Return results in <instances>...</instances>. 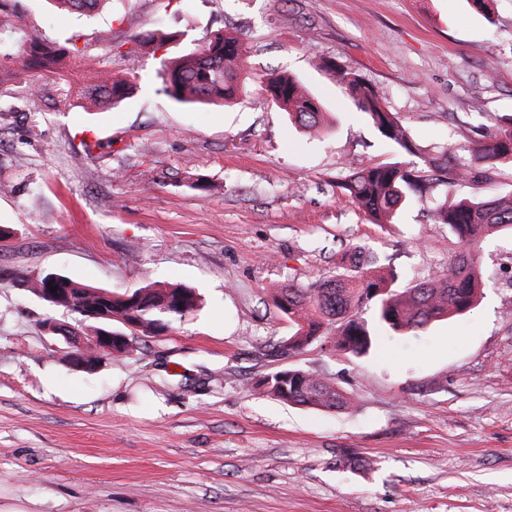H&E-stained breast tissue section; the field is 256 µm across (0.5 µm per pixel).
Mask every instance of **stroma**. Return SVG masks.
I'll use <instances>...</instances> for the list:
<instances>
[{"label": "stroma", "mask_w": 512, "mask_h": 512, "mask_svg": "<svg viewBox=\"0 0 512 512\" xmlns=\"http://www.w3.org/2000/svg\"><path fill=\"white\" fill-rule=\"evenodd\" d=\"M21 4V24L60 44L81 33L89 58L55 82L0 84V224L13 229L0 242V512H512V234L482 241L472 311L362 356L281 354L295 328L273 300L335 275L356 246L397 288L441 274L458 244L428 207L373 224L336 188L337 174L411 156L321 64L381 89L419 148L459 146L456 127L512 114V0ZM222 31L245 45L246 95L163 94V62ZM136 36L135 55L116 50ZM131 71L125 102L75 105L72 87ZM271 72L303 81L327 130L289 122L260 85ZM41 271L118 292L182 284L201 303L88 372L42 328L74 314L17 284ZM283 368L332 380L353 407L255 390Z\"/></svg>", "instance_id": "35a3bbf8"}]
</instances>
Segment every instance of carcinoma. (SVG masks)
Returning <instances> with one entry per match:
<instances>
[{"label": "carcinoma", "mask_w": 512, "mask_h": 512, "mask_svg": "<svg viewBox=\"0 0 512 512\" xmlns=\"http://www.w3.org/2000/svg\"><path fill=\"white\" fill-rule=\"evenodd\" d=\"M14 2L0 0V83L32 70L62 78L73 61L88 58L82 35L71 36L64 45L49 42L39 29L15 20L14 10L8 7ZM53 2L66 10L91 11L102 0ZM330 70L336 83L385 139L409 154L415 153L408 127L398 113L385 109L383 94L341 65L335 63ZM159 77L163 92L178 102L231 104L245 89L240 42L230 33H216L199 51L164 64ZM261 86L296 124L312 131L324 128V112L298 78L269 73L262 78ZM130 88L129 79L106 74L78 88L74 96L95 107L112 106L126 99ZM460 136L470 143L469 157L463 162L446 150L439 155H425L420 169L403 162L369 163L336 176V186L373 223L383 224L404 205L423 203L436 184L451 189L471 180L474 173L487 178L498 164L512 162L511 115L495 117L481 140H471L465 129ZM433 218L438 224L448 225L460 243V249L448 257L447 271L439 278L395 290L387 287L385 277L375 274L380 259L374 253L361 246L349 249L342 257L343 272L306 288L288 283L278 289L276 305L296 326L283 349L299 352L315 343H329L361 356L384 332L415 331L432 321L469 311L484 288L478 264L480 243L493 233L512 232V193L444 202L436 207ZM19 286L38 298L50 286L70 288L82 294L87 305L110 297L112 320L90 321L87 327L92 332L110 327L112 332L125 334L132 341L158 335L160 313H165L167 322L172 324L198 305L197 294L189 288L151 286L124 294L57 273L23 275ZM364 310L371 311V319L361 316ZM128 322L137 328H128ZM258 388L277 400L312 409L340 411L353 406V399L334 382L302 369L274 372L264 377Z\"/></svg>", "instance_id": "carcinoma-1"}]
</instances>
